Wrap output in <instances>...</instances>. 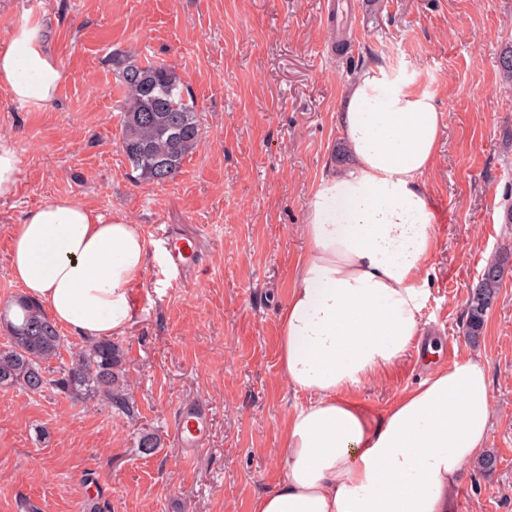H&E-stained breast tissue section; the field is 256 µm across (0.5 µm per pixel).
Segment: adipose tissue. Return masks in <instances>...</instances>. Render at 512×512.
Segmentation results:
<instances>
[{
	"instance_id": "adipose-tissue-1",
	"label": "adipose tissue",
	"mask_w": 512,
	"mask_h": 512,
	"mask_svg": "<svg viewBox=\"0 0 512 512\" xmlns=\"http://www.w3.org/2000/svg\"><path fill=\"white\" fill-rule=\"evenodd\" d=\"M65 73L40 19L24 17L0 44V89L52 102ZM412 78L361 71L338 124L351 157L306 203L307 250L278 316L289 388L307 395L286 418L284 476L253 512H454L451 493L489 446L486 362L435 370L377 413L353 392L417 347L424 273L437 248L424 178L440 149L442 114ZM148 245L141 225L71 197L27 213L9 273L57 326L97 341L123 335Z\"/></svg>"
}]
</instances>
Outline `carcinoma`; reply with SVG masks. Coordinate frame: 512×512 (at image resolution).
I'll use <instances>...</instances> for the list:
<instances>
[{
	"label": "carcinoma",
	"instance_id": "obj_1",
	"mask_svg": "<svg viewBox=\"0 0 512 512\" xmlns=\"http://www.w3.org/2000/svg\"><path fill=\"white\" fill-rule=\"evenodd\" d=\"M124 93L120 115L121 147L138 179L157 185L173 180L198 146L201 126L193 102L186 99L175 69L142 61L133 53L115 60ZM512 253L504 251L484 268L470 289L462 331L477 343L493 307ZM22 318L3 323L7 345L0 349V387L31 392L52 388L74 401L97 399L122 414L133 412L122 363V347L110 339L95 341L70 354V365L46 375L45 364L61 357L64 339L41 305L20 298Z\"/></svg>",
	"mask_w": 512,
	"mask_h": 512
}]
</instances>
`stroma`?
<instances>
[{
    "mask_svg": "<svg viewBox=\"0 0 512 512\" xmlns=\"http://www.w3.org/2000/svg\"><path fill=\"white\" fill-rule=\"evenodd\" d=\"M38 15L66 72L44 106L0 90V136L19 159L20 188L0 200V305L13 236L52 196L125 214L148 240L132 321L117 342L134 416L47 389H0V512H253L283 477L287 414L307 397L285 385L278 312L306 248V201L347 165L337 114L367 67L414 72L442 114L439 157L425 179L437 248L421 313L431 360L409 353L355 389L375 412L430 368L480 356L494 409L490 472L468 470L455 512H512V268L478 344L461 332L469 291L512 245V0H0V42ZM174 66L202 135L180 173L136 179L120 144L116 53ZM172 232L199 239L201 261L176 282L162 267ZM210 414L208 442L186 457L172 437L178 408ZM161 446L142 454L140 438Z\"/></svg>",
    "mask_w": 512,
    "mask_h": 512,
    "instance_id": "35a3bbf8",
    "label": "stroma"
}]
</instances>
